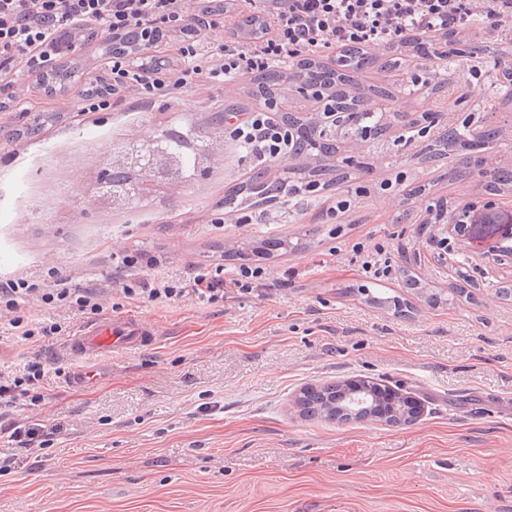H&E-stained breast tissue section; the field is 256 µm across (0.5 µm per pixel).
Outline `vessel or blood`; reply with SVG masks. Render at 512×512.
<instances>
[{"label":"vessel or blood","mask_w":512,"mask_h":512,"mask_svg":"<svg viewBox=\"0 0 512 512\" xmlns=\"http://www.w3.org/2000/svg\"><path fill=\"white\" fill-rule=\"evenodd\" d=\"M155 339L154 327L143 321L107 318L87 323L64 344L65 352L75 362L69 385L96 384L107 372L99 356L130 353Z\"/></svg>","instance_id":"b4317fda"}]
</instances>
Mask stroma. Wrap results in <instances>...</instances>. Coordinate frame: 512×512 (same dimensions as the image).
Masks as SVG:
<instances>
[{"label": "stroma", "instance_id": "35a3bbf8", "mask_svg": "<svg viewBox=\"0 0 512 512\" xmlns=\"http://www.w3.org/2000/svg\"><path fill=\"white\" fill-rule=\"evenodd\" d=\"M107 39L57 59L83 95H46L26 68L15 76L19 105L0 108V280L100 288L104 316L148 322L157 338L114 356L97 387L77 389L62 345L92 314L19 307L66 327L35 343L0 329L1 372L30 352L47 364L45 400L29 417L51 434L40 457L0 437V454L17 458L0 473V512H512V298L496 292L512 279L497 262L507 227L472 225L474 283L457 288L456 261L438 265L426 243L428 208L459 205L478 188L451 174L464 151L420 160L467 113L499 127L489 156L512 171V100L488 93L497 58L441 67L418 91L400 71L357 74L360 87L384 85L393 98L379 103L385 135L356 148L336 134L338 158L355 161L351 180L308 194L300 160L270 163L282 184L275 200L232 208L226 189L257 169L229 123L254 104L251 76L158 90L144 103L107 91L91 112L87 90L112 83ZM424 104L436 121L410 136ZM172 120L217 126L218 158L205 174L157 186L135 208L99 200L113 143ZM360 186L368 192L358 197ZM341 199L350 210L328 223ZM283 239L299 249L282 252ZM359 242L381 248L388 278L363 272ZM134 253L133 286L152 272L173 283L194 271L225 280L243 265L265 274L260 290L229 288L213 304L153 303L112 288L113 269ZM378 287L398 306L374 303ZM364 376L419 400L422 416L391 428L338 424L295 406L303 387Z\"/></svg>", "mask_w": 512, "mask_h": 512}]
</instances>
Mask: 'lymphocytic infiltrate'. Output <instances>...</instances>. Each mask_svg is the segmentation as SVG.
I'll use <instances>...</instances> for the list:
<instances>
[{
  "mask_svg": "<svg viewBox=\"0 0 512 512\" xmlns=\"http://www.w3.org/2000/svg\"><path fill=\"white\" fill-rule=\"evenodd\" d=\"M274 26L262 38L244 41L232 37L217 52H206L204 42L214 32L226 30L228 11L218 0H0V98H16L13 71L41 61L46 48L63 54L71 48V34L80 28L101 29L114 38L131 29L154 34H178L182 66L172 78L146 80L125 65L123 55L112 57V92L121 94L127 81L138 82L146 92L165 86L183 87L199 79L226 81L239 75H259L289 66L336 47L357 45L375 53L408 47L409 37L433 38L451 31L473 28L490 33L512 22V0H263ZM276 99H264L259 108L233 124L231 134L246 154L261 162L288 157L293 135L273 113ZM113 284L125 296L152 302L191 297L201 303L222 299L218 280L196 272L182 285L156 279L139 287L124 285L120 273ZM6 295L0 321L18 330L23 339L46 337L60 331L59 323H27L18 316L20 304L34 290L25 280L0 284ZM46 365L40 356L26 357L18 371L0 373V420H9L10 436L28 451L42 450V430L14 422L13 415L35 406L43 398Z\"/></svg>",
  "mask_w": 512,
  "mask_h": 512,
  "instance_id": "lymphocytic-infiltrate-1",
  "label": "lymphocytic infiltrate"
}]
</instances>
